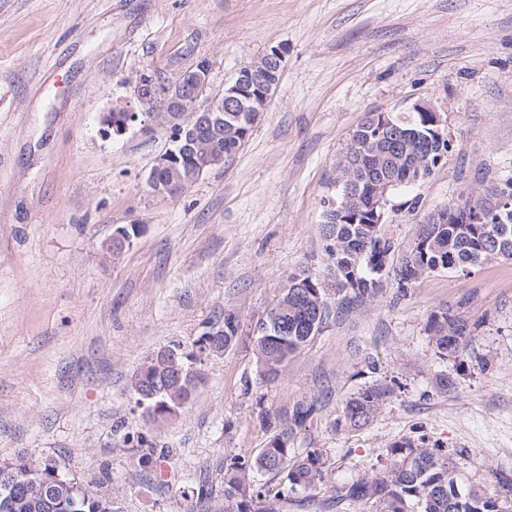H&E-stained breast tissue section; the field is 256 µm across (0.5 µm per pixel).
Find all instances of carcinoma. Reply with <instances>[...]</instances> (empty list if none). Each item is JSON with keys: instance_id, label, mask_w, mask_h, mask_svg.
<instances>
[{"instance_id": "1", "label": "carcinoma", "mask_w": 512, "mask_h": 512, "mask_svg": "<svg viewBox=\"0 0 512 512\" xmlns=\"http://www.w3.org/2000/svg\"><path fill=\"white\" fill-rule=\"evenodd\" d=\"M392 128H383L380 115L368 113L352 133L351 140L369 143L368 152L347 149L337 166V204L324 202L321 236L327 261V278L308 269L292 275L288 288L253 328L258 381L276 379L298 353L322 331L331 313L344 314L376 298L383 280L397 282L395 298L407 296L418 279L433 273L456 274L498 259L501 251L512 258V217L500 214V198H512V177L489 181L473 206L483 214L480 224L422 223L417 242L389 264L391 240L375 223L380 211L375 189L391 185L390 192L423 184L435 170V162L448 156V136L431 134L428 116L422 112L391 113ZM252 128L249 112L224 113V157L235 153ZM427 332L442 359L464 355L472 340V328L459 312L442 307L432 313ZM238 333V320L224 316V327L209 330L197 343V351L184 353L179 345L167 363L147 357L137 371L136 405L146 418H169L191 400L189 387L179 381L175 367L203 351L208 340L228 347ZM395 394L387 383H371L346 401L340 426L359 430L381 412ZM321 409L317 400L299 401L284 413L260 414L269 439L259 452L241 458L224 470V501L202 512H281L292 494L315 496L329 471L327 456L319 448L294 447L298 431ZM133 453L145 459L153 441L144 436L126 440ZM460 453L424 436L407 438L387 450L373 470L358 475L336 489V503L374 502L380 512H512V472L495 475L494 484L465 486L459 479ZM29 475L23 483L6 488L0 484V512H68L65 505L75 498L74 512H113L108 484L111 473L103 471L95 491L82 488L56 461L21 454L0 463ZM280 477L274 485L257 476Z\"/></svg>"}]
</instances>
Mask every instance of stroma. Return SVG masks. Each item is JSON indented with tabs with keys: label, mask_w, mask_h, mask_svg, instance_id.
Listing matches in <instances>:
<instances>
[{
	"label": "stroma",
	"mask_w": 512,
	"mask_h": 512,
	"mask_svg": "<svg viewBox=\"0 0 512 512\" xmlns=\"http://www.w3.org/2000/svg\"><path fill=\"white\" fill-rule=\"evenodd\" d=\"M279 43L284 69L250 136L181 196L148 186L167 128L104 133L106 113L138 111L143 76L204 59L220 94ZM419 101L441 113L451 148L418 187L419 210L383 227L397 258L424 215L512 176V0H0V462L52 458L85 486L106 467L114 512H189L190 487L222 501L225 467L265 446L259 410L316 399L294 445L322 449L330 469L314 501L283 512H331L336 487L408 437L461 450L469 483L512 470V259L421 278L396 303L386 279L278 378L243 390L256 321L291 274L327 273L323 202L352 131ZM122 224L143 231L104 257L98 242ZM446 305L476 331L444 361L426 326ZM228 313L238 335L203 364L193 401L149 423L131 388L144 359L173 343L192 352ZM370 355L399 389L367 427L340 428ZM444 368L455 385L439 393ZM142 433L155 443L143 461L125 444Z\"/></svg>",
	"instance_id": "obj_1"
}]
</instances>
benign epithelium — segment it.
Masks as SVG:
<instances>
[{
  "label": "benign epithelium",
  "mask_w": 512,
  "mask_h": 512,
  "mask_svg": "<svg viewBox=\"0 0 512 512\" xmlns=\"http://www.w3.org/2000/svg\"><path fill=\"white\" fill-rule=\"evenodd\" d=\"M287 53L288 48L279 44L241 65L220 96L207 94L210 68L204 60L165 83L144 79L136 91L140 111L123 116L108 113L102 123L117 135L137 121L167 127L172 147L156 160L149 185L158 194L179 196L204 173L224 166V113L240 107L256 114L264 111L269 95H250V83L258 75L269 84L279 82ZM475 195L476 190H467L455 205L434 209L428 215L430 223L445 224L458 214L465 218L471 214V221H476Z\"/></svg>",
  "instance_id": "7a95c632"
}]
</instances>
